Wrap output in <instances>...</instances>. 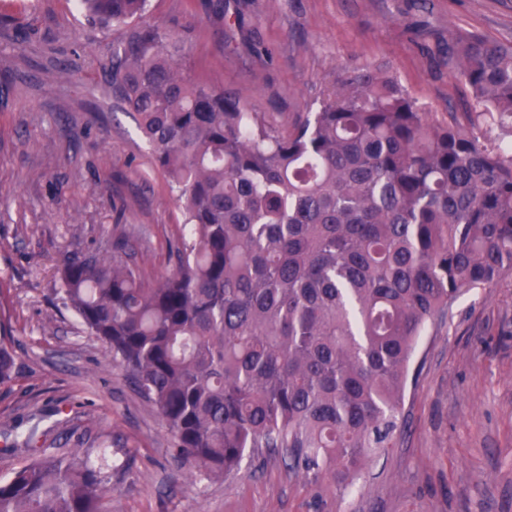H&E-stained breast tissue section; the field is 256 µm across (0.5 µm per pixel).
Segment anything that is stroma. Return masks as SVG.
Listing matches in <instances>:
<instances>
[{"mask_svg":"<svg viewBox=\"0 0 512 512\" xmlns=\"http://www.w3.org/2000/svg\"><path fill=\"white\" fill-rule=\"evenodd\" d=\"M149 0L200 80L282 125L345 68L391 71L444 124L467 89L431 53L449 33L512 43V0ZM138 22L100 26L78 0H0V449L32 427L106 460L105 512H512V274L465 293L417 346L395 448L349 491L256 455L218 480L171 433L101 341L55 295L61 255L126 236L149 277L169 269L183 209L106 71Z\"/></svg>","mask_w":512,"mask_h":512,"instance_id":"35a3bbf8","label":"stroma"}]
</instances>
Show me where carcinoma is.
Segmentation results:
<instances>
[{"label":"carcinoma","instance_id":"obj_1","mask_svg":"<svg viewBox=\"0 0 512 512\" xmlns=\"http://www.w3.org/2000/svg\"><path fill=\"white\" fill-rule=\"evenodd\" d=\"M147 0H81L127 24ZM469 126L435 123L378 68L336 78L286 126L195 80L147 23L108 70L186 234L153 280L129 240L66 253L58 294L208 479L264 448L309 482L348 486L394 447L417 343L465 292L512 273V45L448 34ZM496 126L490 142L478 124ZM15 369L0 343V383ZM47 432L0 478V512H102L110 474Z\"/></svg>","mask_w":512,"mask_h":512}]
</instances>
